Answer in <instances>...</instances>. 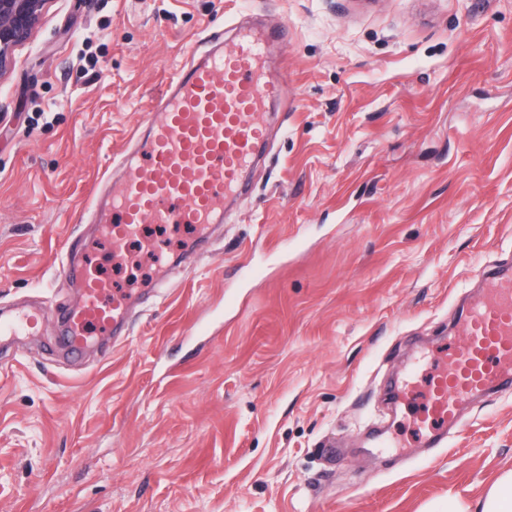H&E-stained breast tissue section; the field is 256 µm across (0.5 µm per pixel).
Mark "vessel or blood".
Listing matches in <instances>:
<instances>
[{
  "label": "vessel or blood",
  "mask_w": 512,
  "mask_h": 512,
  "mask_svg": "<svg viewBox=\"0 0 512 512\" xmlns=\"http://www.w3.org/2000/svg\"><path fill=\"white\" fill-rule=\"evenodd\" d=\"M271 35L239 30L232 44L190 54L167 83L155 111L121 152L119 190L99 197L95 221L113 249L145 224L194 227L224 221L225 201L239 194L243 176L266 140L265 108L279 98L284 75L269 74L264 58ZM63 274L81 292L61 315V343L82 354L93 334L120 340L134 298L113 292L90 266L68 262ZM51 313L22 306L0 315V337L40 332ZM464 339L432 377L418 422L435 442L472 396L512 386V273L495 274L461 316Z\"/></svg>",
  "instance_id": "1"
}]
</instances>
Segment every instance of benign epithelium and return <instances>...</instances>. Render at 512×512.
Returning a JSON list of instances; mask_svg holds the SVG:
<instances>
[{
  "label": "benign epithelium",
  "mask_w": 512,
  "mask_h": 512,
  "mask_svg": "<svg viewBox=\"0 0 512 512\" xmlns=\"http://www.w3.org/2000/svg\"><path fill=\"white\" fill-rule=\"evenodd\" d=\"M49 0H0V77L14 62L15 49L26 43Z\"/></svg>",
  "instance_id": "benign-epithelium-1"
}]
</instances>
